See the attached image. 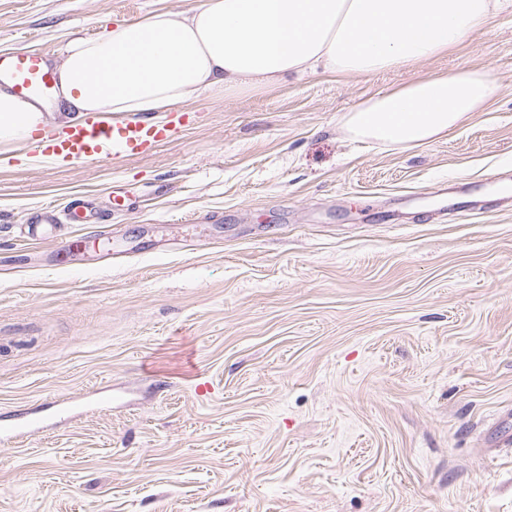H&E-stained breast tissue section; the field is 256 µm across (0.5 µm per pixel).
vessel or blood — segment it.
<instances>
[{"label": "vessel or blood", "mask_w": 512, "mask_h": 512, "mask_svg": "<svg viewBox=\"0 0 512 512\" xmlns=\"http://www.w3.org/2000/svg\"><path fill=\"white\" fill-rule=\"evenodd\" d=\"M1 85L27 101H39L59 92L57 73L38 53L0 55ZM182 118V113L175 111L161 125L143 114L112 117L96 114L62 132H46L30 141L28 148L37 158L61 157L81 164L143 157L167 141Z\"/></svg>", "instance_id": "b4317fda"}]
</instances>
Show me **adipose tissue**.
<instances>
[{
  "label": "adipose tissue",
  "instance_id": "adipose-tissue-1",
  "mask_svg": "<svg viewBox=\"0 0 512 512\" xmlns=\"http://www.w3.org/2000/svg\"><path fill=\"white\" fill-rule=\"evenodd\" d=\"M507 0H199L75 40L55 62L68 105L85 114L154 113L203 94L233 95L321 71L366 75L448 51ZM494 94L488 70L435 74L371 97L341 117L355 140L394 147L447 135ZM40 104L0 89V146L30 137Z\"/></svg>",
  "mask_w": 512,
  "mask_h": 512
}]
</instances>
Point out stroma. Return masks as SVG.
<instances>
[{
	"label": "stroma",
	"instance_id": "35a3bbf8",
	"mask_svg": "<svg viewBox=\"0 0 512 512\" xmlns=\"http://www.w3.org/2000/svg\"><path fill=\"white\" fill-rule=\"evenodd\" d=\"M198 0H0V54ZM489 70L412 148L342 115ZM147 157L0 149V512H512V11L372 75L204 95ZM89 200L77 253L30 238ZM210 383L196 389L198 378Z\"/></svg>",
	"mask_w": 512,
	"mask_h": 512
}]
</instances>
